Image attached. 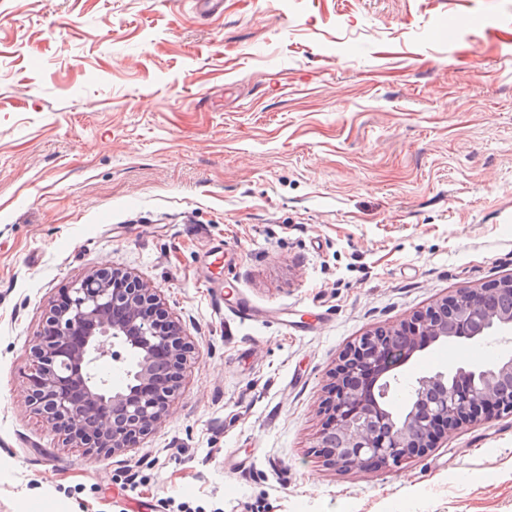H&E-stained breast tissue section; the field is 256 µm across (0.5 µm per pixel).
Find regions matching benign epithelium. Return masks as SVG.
I'll return each mask as SVG.
<instances>
[{"label":"benign epithelium","instance_id":"benign-epithelium-1","mask_svg":"<svg viewBox=\"0 0 512 512\" xmlns=\"http://www.w3.org/2000/svg\"><path fill=\"white\" fill-rule=\"evenodd\" d=\"M504 294L512 299V276L463 288L348 348L335 373L332 423L319 436L335 466H397L465 423L491 412L512 413V352L490 366L416 377L400 417L392 410L390 381L393 370L432 344L454 338L480 343L491 335L512 343V307L489 308L492 298ZM116 346L127 356H118ZM188 352L158 289L101 270L74 284L47 317L28 402L66 439L97 452H122L166 415ZM108 357L117 382L101 370Z\"/></svg>","mask_w":512,"mask_h":512}]
</instances>
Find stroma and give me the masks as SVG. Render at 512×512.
<instances>
[{
  "mask_svg": "<svg viewBox=\"0 0 512 512\" xmlns=\"http://www.w3.org/2000/svg\"><path fill=\"white\" fill-rule=\"evenodd\" d=\"M223 2L0 0V512H512V414L373 470L318 446L351 343L512 273V0ZM104 268L193 348L113 456L27 403L47 313Z\"/></svg>",
  "mask_w": 512,
  "mask_h": 512,
  "instance_id": "35a3bbf8",
  "label": "stroma"
}]
</instances>
